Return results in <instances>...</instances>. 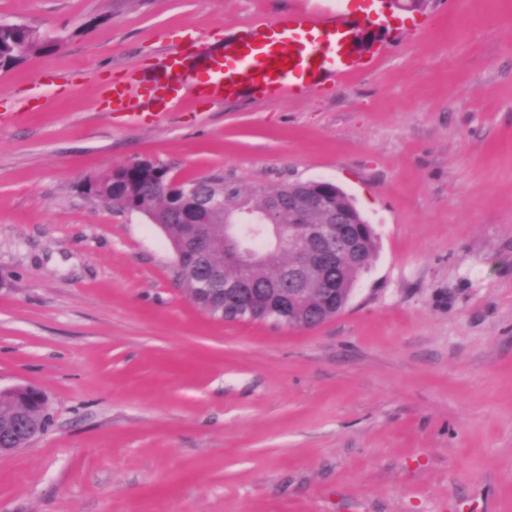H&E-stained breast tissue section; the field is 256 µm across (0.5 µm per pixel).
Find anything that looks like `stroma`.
<instances>
[{"label":"stroma","instance_id":"1","mask_svg":"<svg viewBox=\"0 0 512 512\" xmlns=\"http://www.w3.org/2000/svg\"><path fill=\"white\" fill-rule=\"evenodd\" d=\"M289 0H0L55 51L0 71V387L45 436L0 457V512H512V0H298L386 14L375 67L272 106L197 100L157 123L98 89L223 42ZM328 180L378 250L307 329L217 320L166 235L87 176Z\"/></svg>","mask_w":512,"mask_h":512}]
</instances>
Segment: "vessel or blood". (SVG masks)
Masks as SVG:
<instances>
[{"label":"vessel or blood","instance_id":"obj_1","mask_svg":"<svg viewBox=\"0 0 512 512\" xmlns=\"http://www.w3.org/2000/svg\"><path fill=\"white\" fill-rule=\"evenodd\" d=\"M361 24L339 11L291 9L273 20L243 23L223 49L201 44L196 61L173 55L162 69L141 72L139 83L160 116L191 95L213 101L256 95L277 105L372 67V59L352 50ZM101 92L113 111L128 108L124 79L103 84Z\"/></svg>","mask_w":512,"mask_h":512}]
</instances>
